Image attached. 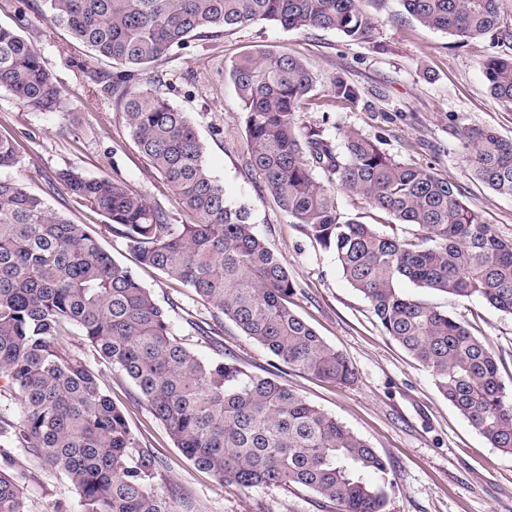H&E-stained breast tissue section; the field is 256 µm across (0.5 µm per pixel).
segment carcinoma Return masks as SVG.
<instances>
[{
  "instance_id": "cac0c4a2",
  "label": "carcinoma",
  "mask_w": 512,
  "mask_h": 512,
  "mask_svg": "<svg viewBox=\"0 0 512 512\" xmlns=\"http://www.w3.org/2000/svg\"><path fill=\"white\" fill-rule=\"evenodd\" d=\"M49 21L93 54L125 67L108 94L123 105L134 140L195 216L172 224L161 209L116 179L59 173L79 204L104 214L139 262L209 303L278 362L352 383L355 370L288 306L295 284L243 207L227 204L205 163V144L186 113L139 75L196 37L257 21L288 29L372 37L377 20L362 0H44ZM422 25L462 42L511 39L499 0H402ZM249 145L247 166L279 208L324 249L369 302L384 335L431 373L439 392L500 451L512 454V389L496 355L469 326L405 295L399 282L459 299L473 296L512 315V240L496 236L456 185L400 162L356 131L343 150L318 131L299 132L295 114L313 77L284 52L241 57L230 70ZM491 95L512 103V57L484 69ZM0 88L26 106L53 108L58 90L36 48L0 26ZM474 176L512 196V141L491 129L463 133ZM17 161L0 137V168ZM392 218L388 230L345 220L319 179ZM417 224L416 240L397 231ZM73 333L136 386L184 457L243 489L305 487L336 512H387L388 464L365 440L274 377L234 359L199 357L173 336L167 310L126 266L44 199L0 180V374L20 395L0 419V447L17 443L79 490L81 512H176L158 492V463L85 360L66 352ZM0 512H24L0 468Z\"/></svg>"
}]
</instances>
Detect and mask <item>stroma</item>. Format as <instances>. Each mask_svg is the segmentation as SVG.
Returning <instances> with one entry per match:
<instances>
[{
    "instance_id": "stroma-1",
    "label": "stroma",
    "mask_w": 512,
    "mask_h": 512,
    "mask_svg": "<svg viewBox=\"0 0 512 512\" xmlns=\"http://www.w3.org/2000/svg\"><path fill=\"white\" fill-rule=\"evenodd\" d=\"M363 7L377 20L366 42L337 31L289 30L259 21L190 41L141 75L143 85L187 113L227 202L248 209L257 232L286 263L296 284L292 308L347 357L357 371L354 383L325 382L276 363L190 288L139 268L125 240L106 230L105 217L70 197L58 175L73 168L123 181L172 223L193 220L142 156L120 103L106 92L120 66L98 60L53 25L44 0H0V25L18 30L36 46L60 90L51 110L36 111L0 89V136L12 139L18 151L16 165L0 168V180L21 184L74 223L93 228L103 250L134 268L155 301L167 308L171 331L186 347L215 358L191 327L194 320H207L219 332L225 356L253 373L275 375L364 439L390 466L388 512H512V455L493 448L438 391L430 372L384 336L335 255L282 212L246 166L244 115L231 65L245 54L285 52L300 58L313 75L296 114L301 131H322L337 146L350 129L380 141L396 160L455 183L467 206L497 236L512 239V196L475 179L461 138L465 128L479 126L512 140V106L494 99L484 78L489 57L512 55V39L458 42L421 25L401 0H363ZM339 78L357 90L356 99L336 95ZM402 289L465 321L490 345L505 384L512 385V315L477 297L460 300L408 282ZM63 342L98 373L142 447L157 454L162 467L156 486L173 495L177 512H336L332 503L302 487L242 489L199 470L123 373L98 358L80 336ZM1 464L17 483L26 512H80L78 489L41 466L30 449L0 447Z\"/></svg>"
}]
</instances>
